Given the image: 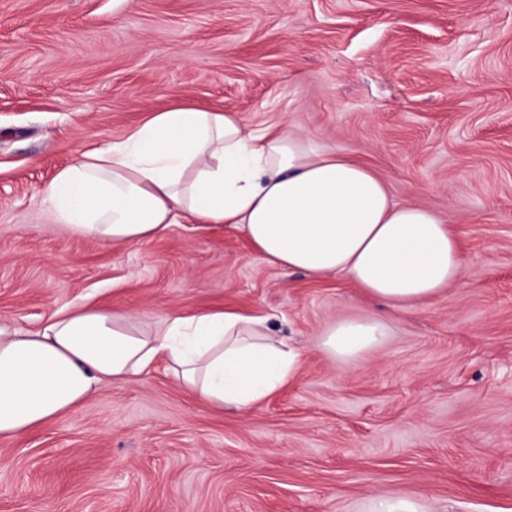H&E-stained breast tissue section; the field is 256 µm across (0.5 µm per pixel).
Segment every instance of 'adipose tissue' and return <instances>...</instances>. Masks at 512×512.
Wrapping results in <instances>:
<instances>
[{
  "label": "adipose tissue",
  "instance_id": "obj_1",
  "mask_svg": "<svg viewBox=\"0 0 512 512\" xmlns=\"http://www.w3.org/2000/svg\"><path fill=\"white\" fill-rule=\"evenodd\" d=\"M54 223L133 244L173 224H226L269 264L336 275L403 311L462 283L467 260L432 209L396 201L370 168L287 126L248 129L233 112L175 106L78 152L41 190ZM380 316L337 321L321 346L352 359L381 345ZM297 350L269 319L233 308L134 315L105 306L53 313L33 333L0 327V440L91 400L101 383L165 364L213 405L241 408L293 376Z\"/></svg>",
  "mask_w": 512,
  "mask_h": 512
}]
</instances>
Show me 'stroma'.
Wrapping results in <instances>:
<instances>
[{
    "label": "stroma",
    "mask_w": 512,
    "mask_h": 512,
    "mask_svg": "<svg viewBox=\"0 0 512 512\" xmlns=\"http://www.w3.org/2000/svg\"><path fill=\"white\" fill-rule=\"evenodd\" d=\"M178 102L367 164L455 228L462 284L389 314L221 224L113 246L53 223L40 190L77 151ZM87 301L269 316L296 375L221 411L161 365L104 384L0 441V512H512V0H0V325ZM381 312L384 345L321 348ZM370 512H422L418 505L409 499L380 497L372 504Z\"/></svg>",
    "instance_id": "35a3bbf8"
}]
</instances>
